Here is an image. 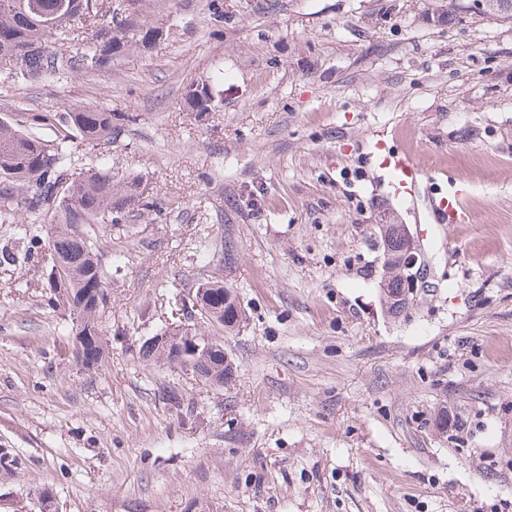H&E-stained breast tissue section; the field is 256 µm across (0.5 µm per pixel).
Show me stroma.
Returning <instances> with one entry per match:
<instances>
[{
    "label": "stroma",
    "mask_w": 512,
    "mask_h": 512,
    "mask_svg": "<svg viewBox=\"0 0 512 512\" xmlns=\"http://www.w3.org/2000/svg\"><path fill=\"white\" fill-rule=\"evenodd\" d=\"M163 29L108 69L0 74V117L86 106L79 146L154 207L101 230L110 354L87 369L43 263L0 267V512H512V19L476 0H142ZM210 79V112L186 92ZM422 163L390 195L374 140ZM472 185L470 221L433 204ZM408 225L426 286L385 310L375 232ZM238 260L224 269V239ZM247 319L217 387L143 360L207 279ZM176 392L187 404L170 411ZM447 409L448 432L435 417Z\"/></svg>",
    "instance_id": "1"
}]
</instances>
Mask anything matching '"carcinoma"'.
<instances>
[{"mask_svg": "<svg viewBox=\"0 0 512 512\" xmlns=\"http://www.w3.org/2000/svg\"><path fill=\"white\" fill-rule=\"evenodd\" d=\"M482 5L492 15L512 17V0H482ZM162 36V29L140 23L136 10L127 11L119 3L103 12L98 0H0V73L39 80L72 69L96 71L111 65L129 47L148 49ZM53 38L80 40L83 47L79 54L63 57L51 49ZM186 101L194 112L211 110L210 81L191 86ZM34 125L48 127L51 135L24 132L0 119V224L10 223L19 209L35 217L53 209L47 238L41 235L43 225H34L24 258L49 253L48 306L69 317L76 358L93 368L108 350L102 319L111 299L107 281L112 277L102 263L97 231L123 223L130 213L151 208L153 202L137 178L115 191L105 165L87 169L78 180L68 178L74 137L100 147L117 138L120 128L113 125L112 113L77 107L52 116L37 115ZM379 235L382 251L394 259L403 257L407 241L402 234L381 226ZM380 284L388 298L399 297L404 287L403 278L390 272L381 276ZM179 301L202 322L226 332L246 318L234 289L220 281H204L192 300L182 296ZM204 338L195 331L189 337L167 330L142 344V356L168 366L184 359L201 381L219 377L224 384L231 383L234 362L225 360L221 343L207 344Z\"/></svg>", "mask_w": 512, "mask_h": 512, "instance_id": "cac0c4a2", "label": "carcinoma"}]
</instances>
